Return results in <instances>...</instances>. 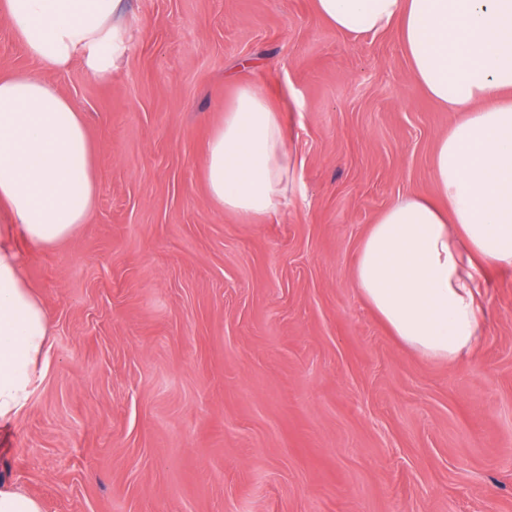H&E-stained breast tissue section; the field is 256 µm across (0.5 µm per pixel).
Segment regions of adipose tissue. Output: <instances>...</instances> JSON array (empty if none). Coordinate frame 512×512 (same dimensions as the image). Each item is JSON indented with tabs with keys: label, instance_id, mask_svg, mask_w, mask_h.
I'll return each instance as SVG.
<instances>
[{
	"label": "adipose tissue",
	"instance_id": "ef3b65f1",
	"mask_svg": "<svg viewBox=\"0 0 512 512\" xmlns=\"http://www.w3.org/2000/svg\"><path fill=\"white\" fill-rule=\"evenodd\" d=\"M336 30L397 29L415 83L457 113L439 136L436 196L399 199L363 236L360 296L421 358L464 361L488 331L487 275L512 271V0H315ZM123 0H0V19L47 67L82 59L103 78L124 52ZM92 147L73 101L37 74L0 77V211L22 240L52 247L88 222L97 188ZM211 199L249 223L302 192L281 109L239 87L207 142ZM49 319L18 248L0 239V421L28 406L48 367Z\"/></svg>",
	"mask_w": 512,
	"mask_h": 512
}]
</instances>
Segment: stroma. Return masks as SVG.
I'll use <instances>...</instances> for the list:
<instances>
[{"mask_svg": "<svg viewBox=\"0 0 512 512\" xmlns=\"http://www.w3.org/2000/svg\"><path fill=\"white\" fill-rule=\"evenodd\" d=\"M106 80L44 68L0 22V73L83 112L88 224L21 246L50 366L0 425V485L42 512H512V273L466 361L421 359L352 280L398 198L435 191L456 120L396 32L348 35L314 0H126ZM283 110L305 193L246 223L203 155L238 85Z\"/></svg>", "mask_w": 512, "mask_h": 512, "instance_id": "stroma-1", "label": "stroma"}]
</instances>
